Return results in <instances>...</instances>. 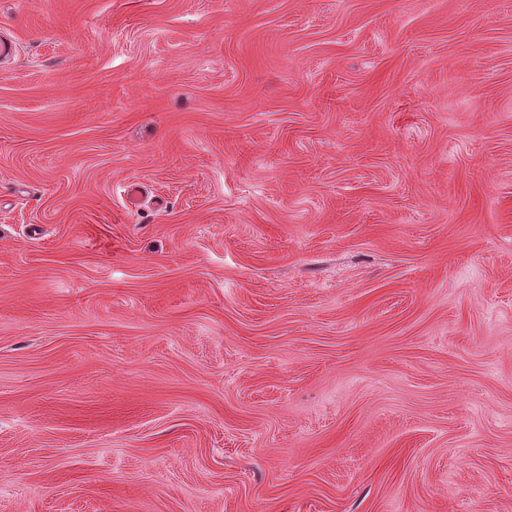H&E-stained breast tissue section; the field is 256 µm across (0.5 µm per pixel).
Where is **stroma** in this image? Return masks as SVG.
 I'll return each mask as SVG.
<instances>
[{"instance_id":"35a3bbf8","label":"stroma","mask_w":512,"mask_h":512,"mask_svg":"<svg viewBox=\"0 0 512 512\" xmlns=\"http://www.w3.org/2000/svg\"><path fill=\"white\" fill-rule=\"evenodd\" d=\"M0 512H512V0H0Z\"/></svg>"}]
</instances>
